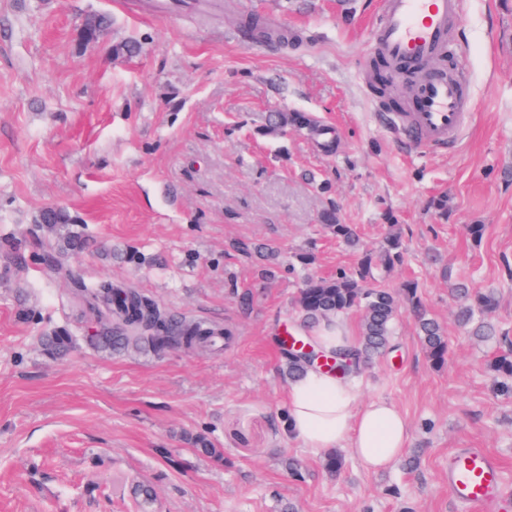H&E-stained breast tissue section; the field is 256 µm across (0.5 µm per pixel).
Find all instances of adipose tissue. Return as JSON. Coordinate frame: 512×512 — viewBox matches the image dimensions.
<instances>
[{
	"mask_svg": "<svg viewBox=\"0 0 512 512\" xmlns=\"http://www.w3.org/2000/svg\"><path fill=\"white\" fill-rule=\"evenodd\" d=\"M286 408L287 437L314 450L347 447L368 469L393 465L409 440L408 423L393 403L360 402L354 385L319 368L290 383Z\"/></svg>",
	"mask_w": 512,
	"mask_h": 512,
	"instance_id": "adipose-tissue-1",
	"label": "adipose tissue"
}]
</instances>
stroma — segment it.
<instances>
[{
    "label": "stroma",
    "mask_w": 512,
    "mask_h": 512,
    "mask_svg": "<svg viewBox=\"0 0 512 512\" xmlns=\"http://www.w3.org/2000/svg\"><path fill=\"white\" fill-rule=\"evenodd\" d=\"M145 2L0 0V512H137L140 484L153 512H463L448 492L456 448L490 449L512 481V394L487 370L499 346L459 326L451 295L458 283L494 293L487 320L512 337V0H463L452 39L472 115L459 142L427 152L407 150L366 91L381 0H233L302 32L297 51ZM94 13L145 38V53L79 46L76 23ZM276 110L334 128L335 153L301 130L264 135ZM330 203L370 248L400 225L405 259L383 280L418 281L448 332L438 368L401 309L390 351L354 381L410 426L380 472L346 451L328 474L282 430L278 342L305 332L298 290L356 265L319 221ZM48 207L71 223H38ZM305 251L314 265L298 262ZM101 280L232 338L48 358L41 336L97 325L73 293ZM200 433L223 462L194 451Z\"/></svg>",
    "instance_id": "obj_1"
}]
</instances>
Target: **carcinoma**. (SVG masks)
Here are the masks:
<instances>
[{
    "mask_svg": "<svg viewBox=\"0 0 512 512\" xmlns=\"http://www.w3.org/2000/svg\"><path fill=\"white\" fill-rule=\"evenodd\" d=\"M236 30L246 40L263 42L276 48L289 45L296 48L304 43L300 33L274 26L257 11L241 12ZM91 33L109 36L112 33V18L102 13L86 16L83 27L77 30L79 43L89 44L88 35ZM144 45L145 42L135 35L116 39L112 41V56L125 59L138 57L143 53ZM371 68L374 95L383 99L385 104L394 105L390 91L397 76L396 71L376 58L372 59ZM300 124L301 116L297 112H272L264 124L263 133L283 137L288 130ZM320 221L331 235L356 251L357 268L353 273L341 271L329 277L306 278L304 287L299 289L297 295L303 323L314 325L330 316L361 311L360 334L356 342L336 348L329 355L337 358L342 365L350 361L348 376L360 375L366 365L390 349L393 325L399 304L403 301L415 313L419 335L430 362L435 367L444 366L448 360L447 331L428 314L418 293V285L408 281L399 292L394 293L375 276L378 269L390 272L403 263L404 248L398 225H388L383 244L373 250L360 247L356 228L340 222L334 205L330 204L322 210ZM77 295L105 323L87 331L81 338L68 329L53 331L44 339L45 349L52 357L78 345L81 340L98 348L132 344L161 352L178 347L190 349L221 336V331L216 328L167 318L152 299L132 288L121 290L107 280L89 286L79 282ZM455 296L461 301L457 321L464 326L473 325V336L481 340L495 337V330L483 318L496 308V297L466 287L455 289ZM285 359L290 377L303 375L309 366L293 348L285 350ZM488 369L500 389L511 392L512 346L494 356ZM196 450L213 460H224V449L205 436L197 437Z\"/></svg>",
    "mask_w": 512,
    "mask_h": 512,
    "instance_id": "1",
    "label": "carcinoma"
}]
</instances>
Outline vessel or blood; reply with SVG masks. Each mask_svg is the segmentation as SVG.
<instances>
[{
  "label": "vessel or blood",
  "mask_w": 512,
  "mask_h": 512,
  "mask_svg": "<svg viewBox=\"0 0 512 512\" xmlns=\"http://www.w3.org/2000/svg\"><path fill=\"white\" fill-rule=\"evenodd\" d=\"M461 11V0H382L373 26V46L417 78L414 111L406 117L396 114L390 118L412 148L442 147L458 141L470 115L464 80L430 69ZM448 490L469 512H500L512 499V482L499 459L484 448L449 452Z\"/></svg>",
  "instance_id": "vessel-or-blood-1"
}]
</instances>
